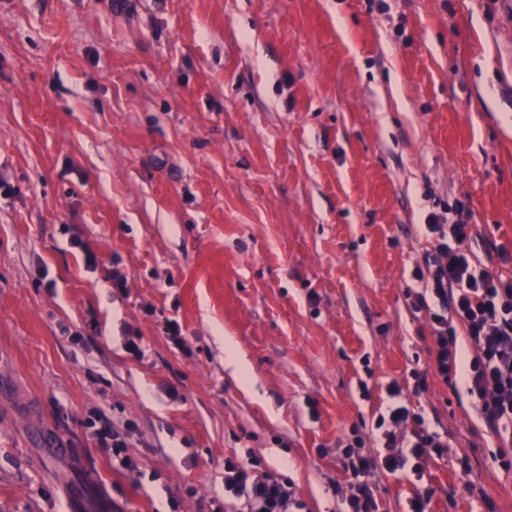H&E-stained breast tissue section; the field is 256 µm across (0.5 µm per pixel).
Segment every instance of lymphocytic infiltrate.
<instances>
[{
    "label": "lymphocytic infiltrate",
    "mask_w": 512,
    "mask_h": 512,
    "mask_svg": "<svg viewBox=\"0 0 512 512\" xmlns=\"http://www.w3.org/2000/svg\"><path fill=\"white\" fill-rule=\"evenodd\" d=\"M456 219L429 214L426 232L433 255L425 269L416 270L422 284L414 306L426 312L430 322V360L413 370L414 394L426 392L430 378L447 385H461L500 447H512V275L503 276L482 268L477 258L463 248L472 235L471 209L458 201ZM466 335L472 349L458 348L459 335ZM392 399L376 426L382 431L386 453L373 457L352 450L343 467L351 476L345 497L348 512H378V486L372 476L383 469L394 473L411 460L443 456L447 446L430 431L421 414L403 404V388L391 383ZM224 489L245 498L248 512H289L299 507L291 483L268 472H258L254 460L229 462L224 466Z\"/></svg>",
    "instance_id": "1"
}]
</instances>
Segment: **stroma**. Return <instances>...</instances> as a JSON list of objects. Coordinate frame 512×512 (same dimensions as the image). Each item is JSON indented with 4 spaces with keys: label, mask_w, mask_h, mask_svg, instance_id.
Masks as SVG:
<instances>
[{
    "label": "stroma",
    "mask_w": 512,
    "mask_h": 512,
    "mask_svg": "<svg viewBox=\"0 0 512 512\" xmlns=\"http://www.w3.org/2000/svg\"><path fill=\"white\" fill-rule=\"evenodd\" d=\"M112 2L0 0V512H240L248 456L346 512V446L384 455L430 359L428 214L470 203L512 273V0ZM406 400L448 452L377 471L379 512L423 478L431 512H512L466 392ZM96 420H89L86 423L87 438L90 442L94 443L97 448L103 453L111 454L112 456L119 457L125 448H128L127 442L123 434L118 431L112 430L106 425L102 424L97 428Z\"/></svg>",
    "instance_id": "35a3bbf8"
}]
</instances>
